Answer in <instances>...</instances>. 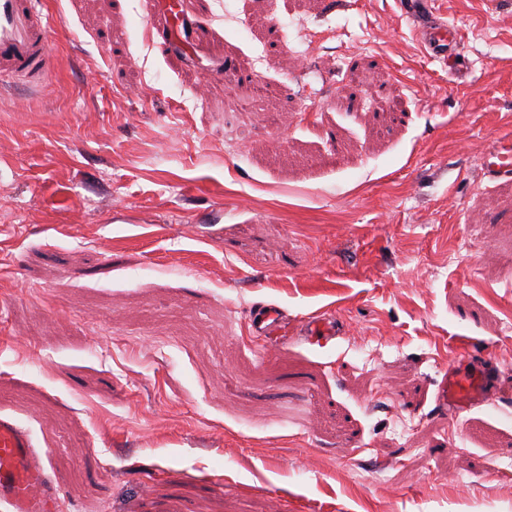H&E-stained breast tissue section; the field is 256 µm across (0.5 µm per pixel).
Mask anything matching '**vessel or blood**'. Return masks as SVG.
I'll return each mask as SVG.
<instances>
[{
	"label": "vessel or blood",
	"mask_w": 512,
	"mask_h": 512,
	"mask_svg": "<svg viewBox=\"0 0 512 512\" xmlns=\"http://www.w3.org/2000/svg\"><path fill=\"white\" fill-rule=\"evenodd\" d=\"M406 13L421 31L435 57L452 56L456 31L432 19V0H406ZM58 31L43 0H0V83L11 79L46 87L55 67L49 42ZM482 174L493 181L512 175V145L488 154ZM283 317L276 308L258 309L252 315L257 335L266 340L283 336ZM307 334L324 346L341 334L334 321L312 318ZM495 370L477 367L470 373L442 371L437 383L436 406L440 417H448L473 405L487 402ZM0 502L10 512H57L59 490L45 468V458L28 433L10 418L0 416Z\"/></svg>",
	"instance_id": "b4317fda"
}]
</instances>
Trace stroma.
Returning <instances> with one entry per match:
<instances>
[{"instance_id":"1","label":"stroma","mask_w":512,"mask_h":512,"mask_svg":"<svg viewBox=\"0 0 512 512\" xmlns=\"http://www.w3.org/2000/svg\"><path fill=\"white\" fill-rule=\"evenodd\" d=\"M46 2L52 93L0 88V413L59 512H512V0H433L454 63L401 0H178L164 54L152 0ZM474 358L495 403L434 417ZM512 174V145L500 151L488 154L482 164V175L488 181L501 177H510ZM283 317L273 307L260 308L252 315V325L257 336H262L267 341L281 339L283 337ZM307 335L317 345L324 346L341 335V329L334 321L322 317H313L308 322Z\"/></svg>"}]
</instances>
